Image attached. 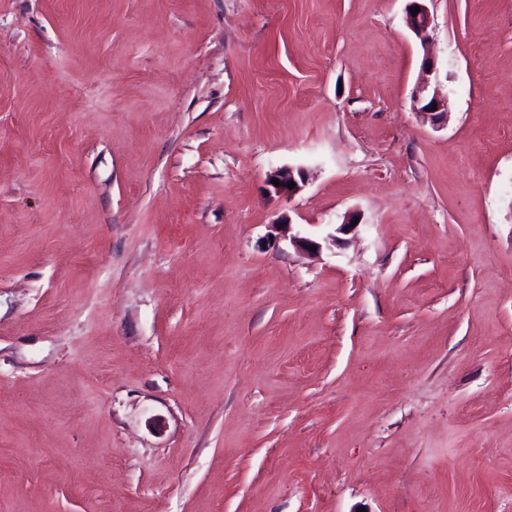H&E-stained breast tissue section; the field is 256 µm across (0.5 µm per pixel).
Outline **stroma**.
Returning a JSON list of instances; mask_svg holds the SVG:
<instances>
[{
	"instance_id": "35a3bbf8",
	"label": "stroma",
	"mask_w": 512,
	"mask_h": 512,
	"mask_svg": "<svg viewBox=\"0 0 512 512\" xmlns=\"http://www.w3.org/2000/svg\"><path fill=\"white\" fill-rule=\"evenodd\" d=\"M407 3L0 0V512H512V0ZM405 22L408 29L423 43L429 40V28L431 25L430 13L424 2L427 0H408ZM419 6L420 12L413 17L411 7ZM436 67L432 57H426L423 64V77L413 92V102L416 113L433 126L440 127L445 124L447 116V104L436 89L430 92L431 76ZM433 105H437L435 111H430ZM297 172V175H296ZM298 176V177H297ZM272 179L280 181L279 186H275L272 183ZM306 181V174L303 169H293L291 167L279 168L271 171L267 174L266 178V190L270 194H275L278 197L291 199L297 193H299ZM294 182L296 186L292 189H288V183ZM292 225L289 218L286 216L278 217L270 226L268 237L273 236L274 245L279 243L282 239L288 238L291 245L301 253L319 252L322 249V244L316 240L293 234ZM311 247H316L315 251H311Z\"/></svg>"
}]
</instances>
